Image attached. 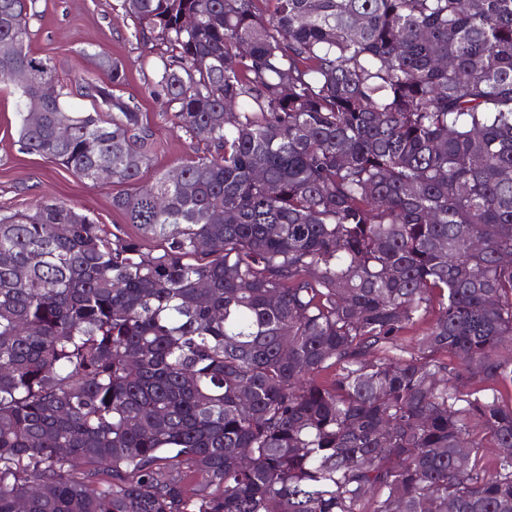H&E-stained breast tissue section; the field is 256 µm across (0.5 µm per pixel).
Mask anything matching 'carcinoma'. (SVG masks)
Listing matches in <instances>:
<instances>
[{"mask_svg":"<svg viewBox=\"0 0 512 512\" xmlns=\"http://www.w3.org/2000/svg\"><path fill=\"white\" fill-rule=\"evenodd\" d=\"M121 8L207 146L149 192L121 65L72 111L0 0L21 150L136 229L0 214V512H512V0Z\"/></svg>","mask_w":512,"mask_h":512,"instance_id":"1","label":"carcinoma"}]
</instances>
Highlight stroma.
Listing matches in <instances>:
<instances>
[{
    "label": "stroma",
    "instance_id": "35a3bbf8",
    "mask_svg": "<svg viewBox=\"0 0 512 512\" xmlns=\"http://www.w3.org/2000/svg\"><path fill=\"white\" fill-rule=\"evenodd\" d=\"M29 25L32 51L53 67L74 110L90 107L74 90L81 77L95 73L96 53L124 65L127 81L120 93L137 98L156 141L142 184H151L159 171L203 154L204 143L186 134L165 112L152 66L156 51L136 38L132 21L122 16L120 0H37V14ZM16 100L14 87L0 84V208L29 211L40 201L53 200L90 213L101 224L124 223V215L112 206L114 186L92 184L52 160L22 153Z\"/></svg>",
    "mask_w": 512,
    "mask_h": 512
}]
</instances>
